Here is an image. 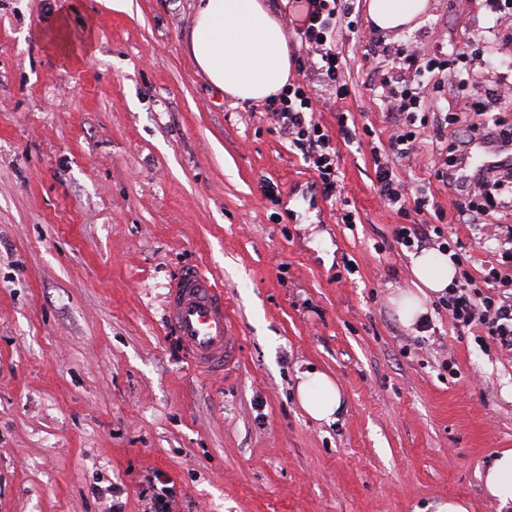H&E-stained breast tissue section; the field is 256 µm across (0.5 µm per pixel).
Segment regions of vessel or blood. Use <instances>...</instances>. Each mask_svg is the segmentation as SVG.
Wrapping results in <instances>:
<instances>
[{"label":"vessel or blood","instance_id":"b4317fda","mask_svg":"<svg viewBox=\"0 0 512 512\" xmlns=\"http://www.w3.org/2000/svg\"><path fill=\"white\" fill-rule=\"evenodd\" d=\"M511 158L497 144L479 138L471 144L468 158L456 174L467 179L484 175ZM166 318L190 363L200 371H222L234 357L235 329L224 309V289L207 274L190 270L176 279L169 292Z\"/></svg>","mask_w":512,"mask_h":512}]
</instances>
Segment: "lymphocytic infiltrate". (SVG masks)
<instances>
[{"instance_id": "1", "label": "lymphocytic infiltrate", "mask_w": 512, "mask_h": 512, "mask_svg": "<svg viewBox=\"0 0 512 512\" xmlns=\"http://www.w3.org/2000/svg\"><path fill=\"white\" fill-rule=\"evenodd\" d=\"M355 0H304V16L295 35L299 44L298 77L269 98L265 110L274 122L275 132L300 152L306 167L322 184L325 199H332L339 183L336 144L326 127L314 117V90L349 93L346 61L340 49L348 35L356 33L352 18ZM372 65L371 80L388 117L391 131L384 146L371 149L377 192L380 200L403 220L396 229V241L408 250L435 248L448 253L459 271L454 282L438 300L447 310L452 324L461 329H481L502 349L512 350V225L497 230L485 218L498 206L502 193H512V166L496 169L473 182L455 179L454 170L465 157L469 143L489 137L512 146V132L498 130L487 118L488 95L483 80L467 76L471 99L460 112L434 111L426 104L422 89L425 80L434 79L448 69V51H428L416 44H402L367 51ZM465 122L466 137L448 142L444 130L448 124ZM429 138L438 157L436 177L455 197L452 205L462 224L482 223L486 236L495 239L501 257L483 279L474 278L463 264L462 241L449 240L440 204L427 198L410 197L406 183L396 167L411 163L422 138ZM432 207L434 223L412 224L411 212Z\"/></svg>"}]
</instances>
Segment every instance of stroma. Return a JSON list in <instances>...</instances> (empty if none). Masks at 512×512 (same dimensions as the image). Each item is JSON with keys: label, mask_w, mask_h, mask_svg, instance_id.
Instances as JSON below:
<instances>
[{"label": "stroma", "mask_w": 512, "mask_h": 512, "mask_svg": "<svg viewBox=\"0 0 512 512\" xmlns=\"http://www.w3.org/2000/svg\"><path fill=\"white\" fill-rule=\"evenodd\" d=\"M60 2L0 0V512H110L112 485L143 512L152 471L174 512H426L449 496L501 512L480 472L512 449V352L444 311L422 343L398 318L412 254L368 147L337 137L343 113L389 135L362 47L342 46L350 95H317L339 151L329 202L263 104L196 69L195 0H68L69 30L94 20L97 44L67 61L36 37ZM378 37L446 43L449 75L512 83L492 63L512 59V25L482 0H428ZM435 163L424 142L398 175L444 205ZM445 226L480 275L494 258L480 226ZM191 267L223 284L235 324L220 374L194 370L164 319ZM301 367L340 385L337 422L301 409Z\"/></svg>", "instance_id": "stroma-1"}]
</instances>
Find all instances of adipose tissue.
I'll use <instances>...</instances> for the list:
<instances>
[{
    "label": "adipose tissue",
    "mask_w": 512,
    "mask_h": 512,
    "mask_svg": "<svg viewBox=\"0 0 512 512\" xmlns=\"http://www.w3.org/2000/svg\"><path fill=\"white\" fill-rule=\"evenodd\" d=\"M428 0H367V15L380 30L399 31L426 9ZM196 68L216 88L239 101L262 102L287 84L291 71L288 33L262 0H198L188 41ZM414 291L394 304L406 324L426 313L429 297L451 284L448 255L425 251L412 260ZM296 395L313 420L336 422L344 409L339 384L314 368L296 374ZM486 493L500 506L512 505V450L496 454L481 474Z\"/></svg>",
    "instance_id": "adipose-tissue-1"
}]
</instances>
